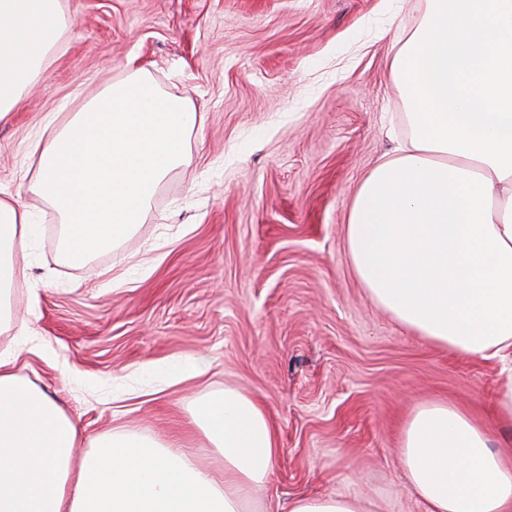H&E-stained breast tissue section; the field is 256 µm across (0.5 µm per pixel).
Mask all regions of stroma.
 <instances>
[{
    "mask_svg": "<svg viewBox=\"0 0 512 512\" xmlns=\"http://www.w3.org/2000/svg\"><path fill=\"white\" fill-rule=\"evenodd\" d=\"M61 45L0 122V190L31 213L0 354L81 431L182 438L224 468L192 423L233 387L258 402L280 455L256 512L344 494L363 512H425L401 462L415 408L456 405L491 428L498 362L399 325L369 296L345 224L363 178L405 136L393 45L426 0H65ZM143 70L201 121L188 161L113 249L69 263L63 226L33 186L29 146L104 84ZM120 285H113V277ZM208 370L163 381L152 366Z\"/></svg>",
    "mask_w": 512,
    "mask_h": 512,
    "instance_id": "1",
    "label": "stroma"
}]
</instances>
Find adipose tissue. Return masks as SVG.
Masks as SVG:
<instances>
[{"label":"adipose tissue","instance_id":"adipose-tissue-1","mask_svg":"<svg viewBox=\"0 0 512 512\" xmlns=\"http://www.w3.org/2000/svg\"><path fill=\"white\" fill-rule=\"evenodd\" d=\"M68 24L62 0H0V121L23 102ZM391 72L408 137L350 207L352 267L403 327L512 366V0H426ZM31 216L0 191V306ZM193 423L224 458L202 469L179 440L115 433L73 460L80 432L0 357V512H253L280 449L265 410L228 388ZM448 403L420 407L403 465L426 512H512V464Z\"/></svg>","mask_w":512,"mask_h":512}]
</instances>
